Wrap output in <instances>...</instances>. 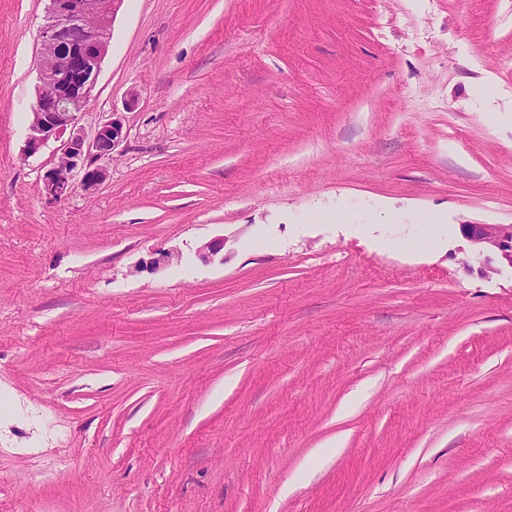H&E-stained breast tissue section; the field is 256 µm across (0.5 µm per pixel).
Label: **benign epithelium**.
Segmentation results:
<instances>
[{"label": "benign epithelium", "mask_w": 512, "mask_h": 512, "mask_svg": "<svg viewBox=\"0 0 512 512\" xmlns=\"http://www.w3.org/2000/svg\"><path fill=\"white\" fill-rule=\"evenodd\" d=\"M49 2L38 37L41 89L25 156L35 155L52 139L60 142L42 186L44 196L57 202L72 192L77 178L87 190L100 185L107 175L106 160L126 138L116 112L90 138L78 126L79 114L92 99L100 64L108 52L111 23L122 0ZM460 232L479 260L480 276L489 278L512 269V224L464 223ZM223 249L224 241H209L199 247L198 256L211 262Z\"/></svg>", "instance_id": "obj_1"}]
</instances>
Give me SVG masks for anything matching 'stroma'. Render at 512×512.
<instances>
[{"mask_svg": "<svg viewBox=\"0 0 512 512\" xmlns=\"http://www.w3.org/2000/svg\"><path fill=\"white\" fill-rule=\"evenodd\" d=\"M47 7L0 0V512H512L459 232L512 224V0H123L79 123L127 137L54 203Z\"/></svg>", "mask_w": 512, "mask_h": 512, "instance_id": "1", "label": "stroma"}]
</instances>
